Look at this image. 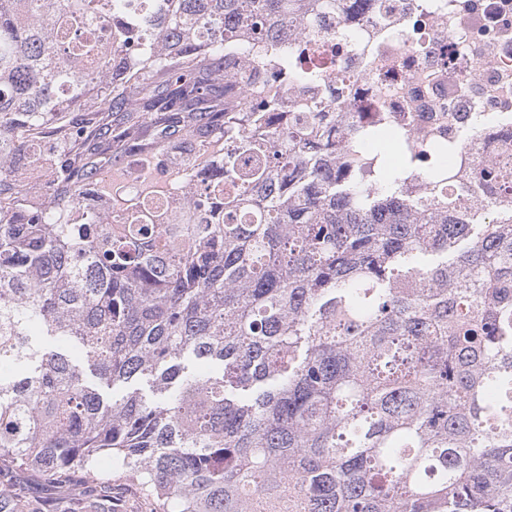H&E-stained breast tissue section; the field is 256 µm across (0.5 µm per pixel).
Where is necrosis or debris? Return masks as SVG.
<instances>
[{"label": "necrosis or debris", "mask_w": 512, "mask_h": 512, "mask_svg": "<svg viewBox=\"0 0 512 512\" xmlns=\"http://www.w3.org/2000/svg\"><path fill=\"white\" fill-rule=\"evenodd\" d=\"M380 18L367 0L346 14L324 9L288 30L285 43L256 44L273 59L285 46L318 41L314 64L325 68V112H355L362 120L388 113L395 124L411 116L415 137L439 132L461 139L453 170L512 167V0H388ZM122 201L167 190L122 170L104 179Z\"/></svg>", "instance_id": "obj_1"}]
</instances>
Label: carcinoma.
Masks as SVG:
<instances>
[{
	"instance_id": "obj_1",
	"label": "carcinoma",
	"mask_w": 512,
	"mask_h": 512,
	"mask_svg": "<svg viewBox=\"0 0 512 512\" xmlns=\"http://www.w3.org/2000/svg\"><path fill=\"white\" fill-rule=\"evenodd\" d=\"M324 8L0 0V471L108 452L160 512H512V177L399 133L391 168L372 128L288 111L325 72L271 81L243 41ZM130 155L178 201L114 231ZM42 336L153 397L105 401Z\"/></svg>"
}]
</instances>
